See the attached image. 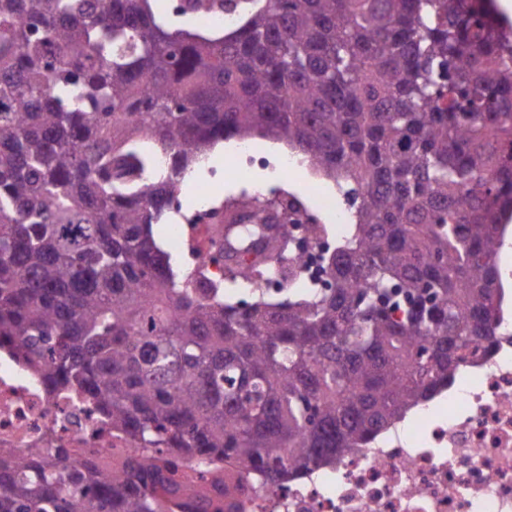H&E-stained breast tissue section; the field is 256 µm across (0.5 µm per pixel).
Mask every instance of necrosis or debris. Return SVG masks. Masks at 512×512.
I'll return each mask as SVG.
<instances>
[{"instance_id":"4bbe7bcc","label":"necrosis or debris","mask_w":512,"mask_h":512,"mask_svg":"<svg viewBox=\"0 0 512 512\" xmlns=\"http://www.w3.org/2000/svg\"><path fill=\"white\" fill-rule=\"evenodd\" d=\"M75 448L104 469L132 454L91 404L49 391L0 349V451ZM238 512H512V299L487 352L365 447L281 486L243 478Z\"/></svg>"}]
</instances>
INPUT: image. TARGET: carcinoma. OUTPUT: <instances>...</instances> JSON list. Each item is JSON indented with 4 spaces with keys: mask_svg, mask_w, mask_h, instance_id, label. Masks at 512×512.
I'll return each instance as SVG.
<instances>
[{
    "mask_svg": "<svg viewBox=\"0 0 512 512\" xmlns=\"http://www.w3.org/2000/svg\"><path fill=\"white\" fill-rule=\"evenodd\" d=\"M0 0V348L140 449L108 473L0 453V512H177L187 458L276 486L367 444L495 335L512 40L488 0ZM345 184L328 286L232 300L152 226L220 140ZM238 205L257 220L259 199Z\"/></svg>",
    "mask_w": 512,
    "mask_h": 512,
    "instance_id": "1",
    "label": "carcinoma"
}]
</instances>
